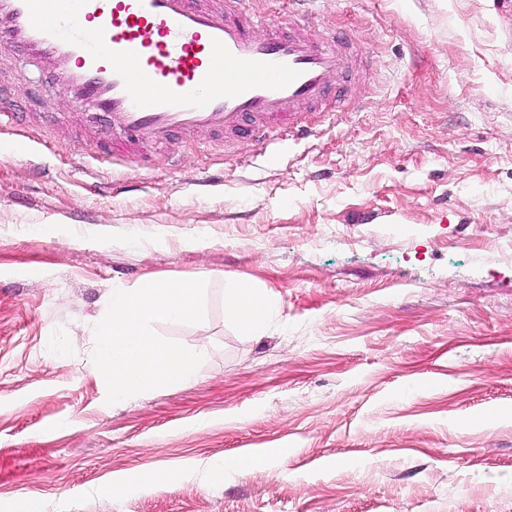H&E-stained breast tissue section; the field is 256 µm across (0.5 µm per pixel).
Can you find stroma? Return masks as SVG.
<instances>
[{
  "mask_svg": "<svg viewBox=\"0 0 512 512\" xmlns=\"http://www.w3.org/2000/svg\"><path fill=\"white\" fill-rule=\"evenodd\" d=\"M258 8L357 57L264 150L99 163L46 69L0 60V512H512V0ZM146 276L206 281L203 322L153 326L204 362L109 405L94 327ZM231 281L275 301L259 335ZM240 455L267 464L211 473ZM276 303L246 284H228L224 289V316L246 335L258 332L263 321L276 312Z\"/></svg>",
  "mask_w": 512,
  "mask_h": 512,
  "instance_id": "35a3bbf8",
  "label": "stroma"
}]
</instances>
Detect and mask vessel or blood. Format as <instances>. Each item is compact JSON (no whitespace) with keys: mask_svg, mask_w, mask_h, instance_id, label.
Returning a JSON list of instances; mask_svg holds the SVG:
<instances>
[{"mask_svg":"<svg viewBox=\"0 0 512 512\" xmlns=\"http://www.w3.org/2000/svg\"><path fill=\"white\" fill-rule=\"evenodd\" d=\"M16 50L51 67L99 159L139 166L203 128L260 146L280 125L311 136L327 75L355 63L336 41L265 25L250 0H0V54Z\"/></svg>","mask_w":512,"mask_h":512,"instance_id":"vessel-or-blood-1","label":"vessel or blood"}]
</instances>
